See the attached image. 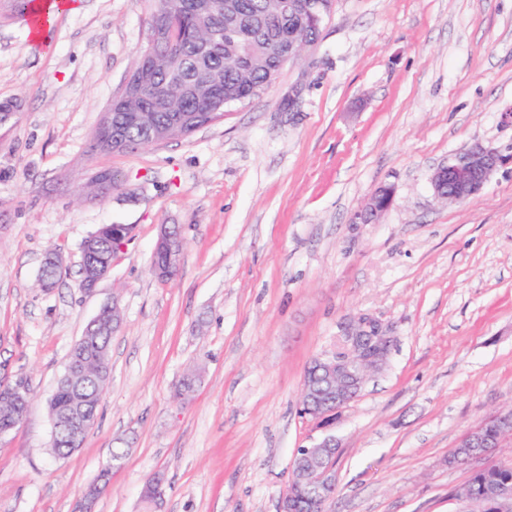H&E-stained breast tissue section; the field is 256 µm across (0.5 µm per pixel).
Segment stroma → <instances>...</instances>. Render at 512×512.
I'll return each mask as SVG.
<instances>
[{
  "mask_svg": "<svg viewBox=\"0 0 512 512\" xmlns=\"http://www.w3.org/2000/svg\"><path fill=\"white\" fill-rule=\"evenodd\" d=\"M147 0H77L42 43L0 0V374L30 404L0 437V512H73L126 449L95 512H278L305 368L366 315L395 338L386 368L337 415L332 512H459L475 464L448 453L512 404V163L458 204L431 175L480 143L512 154V0H335L318 41L257 96L187 138L99 154V117L137 66ZM118 186L102 193L93 174ZM382 186L378 222L352 218ZM132 233L94 293L83 241ZM177 226L175 276L151 268ZM55 286H37L48 252ZM117 302L99 417L65 459L46 403L70 347ZM198 367L193 397L174 400Z\"/></svg>",
  "mask_w": 512,
  "mask_h": 512,
  "instance_id": "35a3bbf8",
  "label": "stroma"
}]
</instances>
